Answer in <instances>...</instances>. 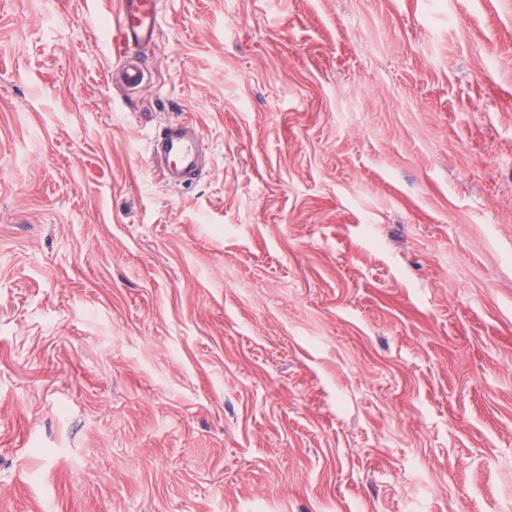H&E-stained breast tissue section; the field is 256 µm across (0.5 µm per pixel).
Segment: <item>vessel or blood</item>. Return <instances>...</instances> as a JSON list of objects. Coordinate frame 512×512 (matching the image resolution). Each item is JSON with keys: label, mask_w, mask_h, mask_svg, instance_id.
Listing matches in <instances>:
<instances>
[{"label": "vessel or blood", "mask_w": 512, "mask_h": 512, "mask_svg": "<svg viewBox=\"0 0 512 512\" xmlns=\"http://www.w3.org/2000/svg\"><path fill=\"white\" fill-rule=\"evenodd\" d=\"M161 0H120L119 30L125 48L119 68V83L129 91L140 88L147 79L139 53L157 44L161 35ZM202 134L192 120L165 126L150 145V166L168 184L196 180L201 171L198 150Z\"/></svg>", "instance_id": "vessel-or-blood-1"}]
</instances>
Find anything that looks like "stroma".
Here are the masks:
<instances>
[{
    "instance_id": "1",
    "label": "stroma",
    "mask_w": 512,
    "mask_h": 512,
    "mask_svg": "<svg viewBox=\"0 0 512 512\" xmlns=\"http://www.w3.org/2000/svg\"><path fill=\"white\" fill-rule=\"evenodd\" d=\"M118 6L0 0V512H512V0ZM161 0H121L119 30L126 51L119 68V84L128 91L140 88L147 79L139 52L156 45L161 35ZM201 140L202 134L192 120L168 124L151 141L152 171L167 184L196 180L201 174L198 166Z\"/></svg>"
}]
</instances>
